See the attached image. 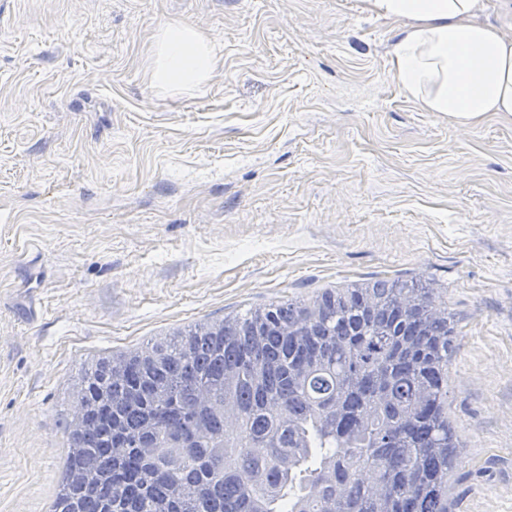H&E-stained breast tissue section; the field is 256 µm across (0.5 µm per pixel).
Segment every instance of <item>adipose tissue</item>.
<instances>
[{
  "label": "adipose tissue",
  "instance_id": "adipose-tissue-1",
  "mask_svg": "<svg viewBox=\"0 0 512 512\" xmlns=\"http://www.w3.org/2000/svg\"><path fill=\"white\" fill-rule=\"evenodd\" d=\"M366 11L396 22L390 70L401 91L429 112L468 122L512 114V33L482 22L487 0H364ZM214 46L188 25L161 33L153 81L189 91L208 76Z\"/></svg>",
  "mask_w": 512,
  "mask_h": 512
}]
</instances>
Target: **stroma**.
<instances>
[{"instance_id":"obj_1","label":"stroma","mask_w":512,"mask_h":512,"mask_svg":"<svg viewBox=\"0 0 512 512\" xmlns=\"http://www.w3.org/2000/svg\"><path fill=\"white\" fill-rule=\"evenodd\" d=\"M215 62L161 94L160 31ZM362 0H0V512H49L83 368L379 277L448 310V512H512V115L425 111Z\"/></svg>"}]
</instances>
